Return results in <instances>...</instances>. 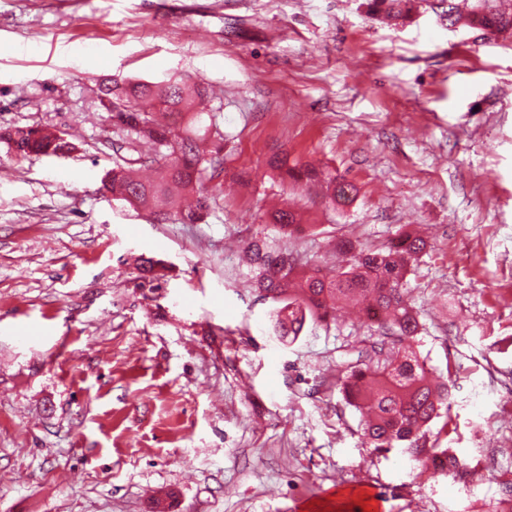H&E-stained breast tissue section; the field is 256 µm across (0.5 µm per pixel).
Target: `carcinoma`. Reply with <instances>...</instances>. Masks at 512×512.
<instances>
[{
	"mask_svg": "<svg viewBox=\"0 0 512 512\" xmlns=\"http://www.w3.org/2000/svg\"><path fill=\"white\" fill-rule=\"evenodd\" d=\"M448 3V25L465 26L496 35L512 31V13L500 9L497 0H473L466 18H461L455 0ZM370 9L395 20L410 18L416 0H370ZM101 93L109 105L121 103L126 111L112 116L116 133L132 141L148 139L154 146L149 163L156 176L138 179L130 163L118 160L102 179V188L115 200L148 212L158 220L170 216L195 224L204 218L210 197L204 185L207 170L222 168L220 146L213 140L224 135L215 115L201 108L206 88L184 79L149 82L131 79L122 85H105ZM7 141L20 155L70 154L75 145L47 128L15 127ZM280 173L296 182L313 184L323 172L309 164L288 166L276 162ZM333 185L327 196L330 206L346 205L356 197V187L347 181L328 177ZM272 223L283 230L300 224L289 210L270 213ZM340 248L351 254L344 268L327 272L316 267L297 268L282 252L273 254L257 241L248 245L250 260L261 270L258 288L272 304L270 312L278 336L291 341L305 325L325 321L348 305H364L377 311V321L364 337V346L349 359L336 365V387L344 401L364 416L361 444L380 455L397 448L417 467L429 465L463 479L469 465L452 448H429L425 432L430 423L448 417V383L435 382L424 361L413 348L420 333L417 313L407 302L404 282L416 257L427 248V241L407 231L390 245L376 250L357 248L343 241Z\"/></svg>",
	"mask_w": 512,
	"mask_h": 512,
	"instance_id": "cac0c4a2",
	"label": "carcinoma"
}]
</instances>
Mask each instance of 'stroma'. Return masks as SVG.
<instances>
[{
  "label": "stroma",
  "mask_w": 512,
  "mask_h": 512,
  "mask_svg": "<svg viewBox=\"0 0 512 512\" xmlns=\"http://www.w3.org/2000/svg\"><path fill=\"white\" fill-rule=\"evenodd\" d=\"M366 0H0V512H490L512 479V38ZM211 87L223 172L203 221L156 222L102 193L116 157L107 79ZM16 126L75 136L21 157ZM354 184L283 183L273 156ZM293 203L306 230L269 220ZM420 230L405 286L418 351L452 376L447 428L480 480L360 444L336 364L359 312L282 341L252 240L334 266ZM370 9L373 12L384 13L395 20L410 18L416 9L415 0H370ZM326 176H328L325 178L328 179V183L333 185L332 192L327 196L328 200L325 201L328 207H336V204L346 205L354 200L357 189L352 183L347 181H339L336 183V177H331L329 174H326Z\"/></svg>",
  "instance_id": "1"
}]
</instances>
